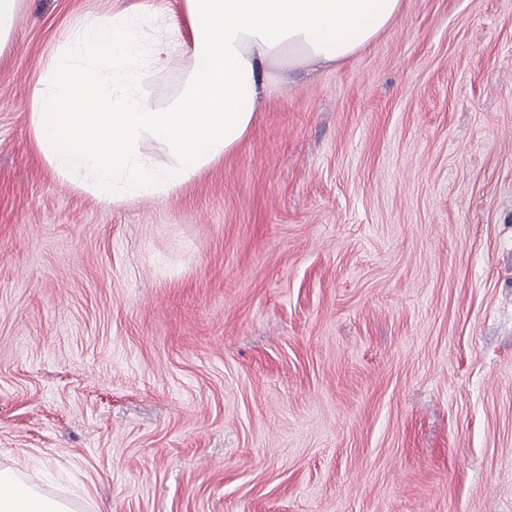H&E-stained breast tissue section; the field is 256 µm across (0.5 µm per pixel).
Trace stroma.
Wrapping results in <instances>:
<instances>
[{"label": "stroma", "instance_id": "obj_1", "mask_svg": "<svg viewBox=\"0 0 512 512\" xmlns=\"http://www.w3.org/2000/svg\"><path fill=\"white\" fill-rule=\"evenodd\" d=\"M140 2L20 0L0 52V465L76 512H512V0H403L112 207L38 156L31 92Z\"/></svg>", "mask_w": 512, "mask_h": 512}]
</instances>
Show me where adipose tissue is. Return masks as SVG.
Segmentation results:
<instances>
[{
	"label": "adipose tissue",
	"mask_w": 512,
	"mask_h": 512,
	"mask_svg": "<svg viewBox=\"0 0 512 512\" xmlns=\"http://www.w3.org/2000/svg\"><path fill=\"white\" fill-rule=\"evenodd\" d=\"M401 9L402 0H183L181 25L147 4L79 19L32 91L35 146L104 204L174 193L243 140L290 72L357 54ZM182 56L193 71L168 106H155L145 86ZM146 141L166 163L142 152ZM0 512L73 510L4 466Z\"/></svg>",
	"instance_id": "obj_1"
}]
</instances>
